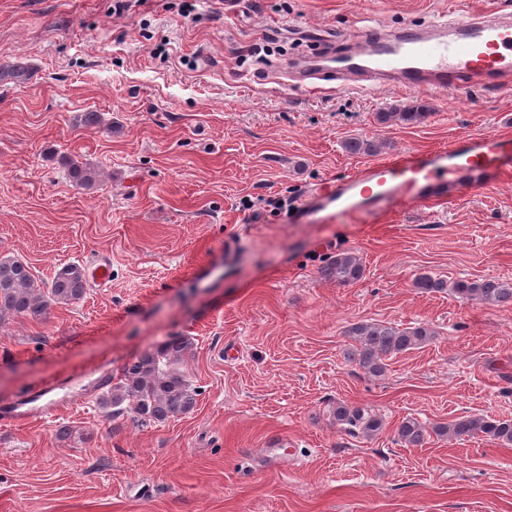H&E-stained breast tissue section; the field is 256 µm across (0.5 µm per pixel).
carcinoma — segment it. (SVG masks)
I'll return each instance as SVG.
<instances>
[{
    "label": "carcinoma",
    "mask_w": 512,
    "mask_h": 512,
    "mask_svg": "<svg viewBox=\"0 0 512 512\" xmlns=\"http://www.w3.org/2000/svg\"><path fill=\"white\" fill-rule=\"evenodd\" d=\"M429 113L424 105L414 104L400 112L390 109L379 112L376 120L381 125L393 123H420ZM377 141L352 138L344 149L352 155H370L377 152ZM72 182L84 189L93 188L98 171L73 160L68 162ZM363 265L359 258L343 253L326 266L320 274L339 285H349L362 278ZM414 286L433 292L444 288V283L429 274L416 277ZM87 278L81 266L71 263L63 266L48 282H37L29 266L16 258H0V318L23 317L40 320L57 304L68 305L79 301L86 293ZM453 291L464 300L501 306L512 305V283L495 278L459 280ZM354 342L348 358L371 376H380L386 370V360L429 341L434 332L424 325L399 328L390 323L357 322L346 330ZM191 348L185 336H171L153 349L145 350L126 363L116 376L109 395L101 405L112 408V419H129L138 426L163 423L191 413L197 405L199 390L181 367ZM336 424L350 432L357 430L371 436L384 428V421L359 408L343 402L333 409ZM432 431L450 440L462 441L481 434L502 445H512V420L488 419L463 415L447 423H439ZM397 439L407 447L421 446L428 440L427 428L415 418L403 419L396 428Z\"/></svg>",
    "instance_id": "carcinoma-1"
}]
</instances>
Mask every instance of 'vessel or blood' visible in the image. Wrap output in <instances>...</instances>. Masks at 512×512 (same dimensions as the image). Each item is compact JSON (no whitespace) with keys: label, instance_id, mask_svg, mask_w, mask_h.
<instances>
[{"label":"vessel or blood","instance_id":"obj_1","mask_svg":"<svg viewBox=\"0 0 512 512\" xmlns=\"http://www.w3.org/2000/svg\"><path fill=\"white\" fill-rule=\"evenodd\" d=\"M346 38L355 51L330 62L323 72L343 90L371 93L398 87L460 93L476 85L512 87L511 16L458 9L433 18L425 30H390L371 18L348 31ZM498 144L493 133L463 136L431 153L372 163L310 193L300 202L296 221L305 223L311 212L373 214L394 203L444 196L448 176L474 167L499 168ZM56 389V384H48L1 403L0 423L41 419L66 406L67 398L56 396Z\"/></svg>","mask_w":512,"mask_h":512}]
</instances>
